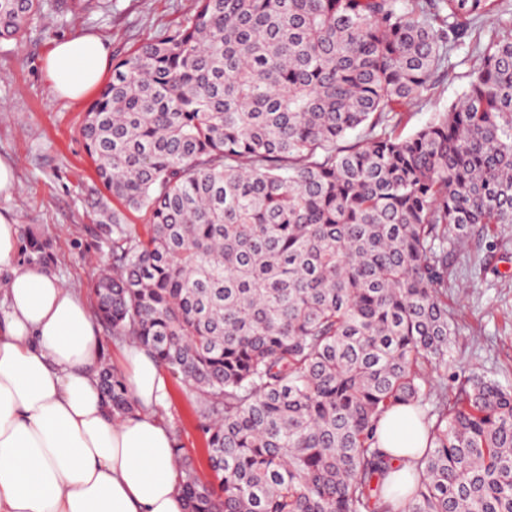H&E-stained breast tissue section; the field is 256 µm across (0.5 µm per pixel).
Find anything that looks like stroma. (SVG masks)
I'll return each mask as SVG.
<instances>
[{"label":"stroma","mask_w":512,"mask_h":512,"mask_svg":"<svg viewBox=\"0 0 512 512\" xmlns=\"http://www.w3.org/2000/svg\"><path fill=\"white\" fill-rule=\"evenodd\" d=\"M196 9L197 0H112L109 12L67 20L47 13L21 41L0 40V156L15 161L20 182L18 194L0 198V211L9 212L20 229L37 227L51 236L53 273L86 299H93L92 284L108 261L96 232L95 207L107 192L98 186L80 133L89 105L51 97L45 56L54 41L90 31L118 61L144 40L179 29ZM472 70L468 47L454 50L448 74L432 95L406 108L402 133H414L435 113L459 102ZM471 249L477 266H459L458 285L448 291L462 327L449 369H477L512 386V226L495 236H474ZM166 379L162 412L202 479H209L196 398L176 375Z\"/></svg>","instance_id":"1"}]
</instances>
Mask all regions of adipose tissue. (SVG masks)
<instances>
[{"label": "adipose tissue", "instance_id": "adipose-tissue-1", "mask_svg": "<svg viewBox=\"0 0 512 512\" xmlns=\"http://www.w3.org/2000/svg\"><path fill=\"white\" fill-rule=\"evenodd\" d=\"M110 50L96 35L53 44L49 93L81 102L103 81ZM19 226L0 212V512H187L177 439L157 408L160 364L124 343L125 380L138 404L114 420L98 383L102 338L84 296L19 258ZM378 438L401 467L426 446L411 408H392Z\"/></svg>", "mask_w": 512, "mask_h": 512}]
</instances>
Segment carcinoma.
I'll list each match as a JSON object with an SVG mask.
<instances>
[{
	"label": "carcinoma",
	"instance_id": "1",
	"mask_svg": "<svg viewBox=\"0 0 512 512\" xmlns=\"http://www.w3.org/2000/svg\"><path fill=\"white\" fill-rule=\"evenodd\" d=\"M197 2L113 66L81 126L116 203L98 206L97 317L198 400L212 480L175 449L188 512H512V387L469 370L450 397L440 374L460 335L449 258L512 224V10ZM44 4L0 0V40ZM467 41L462 99L402 135ZM26 242L50 266V240ZM100 381L114 416L135 411L124 375ZM399 405L428 445L402 508L377 438Z\"/></svg>",
	"mask_w": 512,
	"mask_h": 512
}]
</instances>
